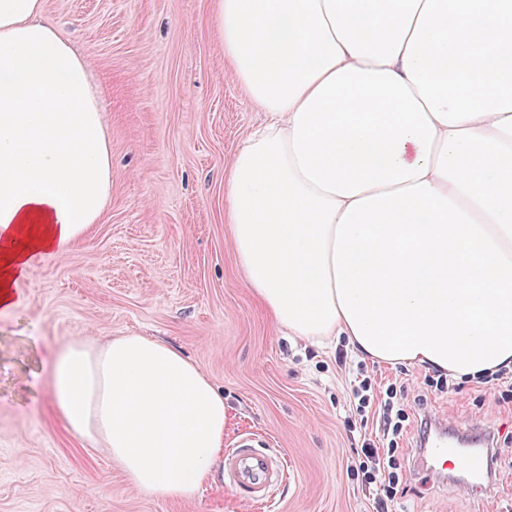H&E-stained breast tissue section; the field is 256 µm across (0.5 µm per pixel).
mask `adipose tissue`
<instances>
[{
	"label": "adipose tissue",
	"instance_id": "ef3b65f1",
	"mask_svg": "<svg viewBox=\"0 0 512 512\" xmlns=\"http://www.w3.org/2000/svg\"><path fill=\"white\" fill-rule=\"evenodd\" d=\"M228 75L264 113L224 172L244 280L288 335L456 380L512 372V0H215ZM112 185L87 62L44 0H0V311ZM49 402L141 492L190 499L224 396L146 336L73 339Z\"/></svg>",
	"mask_w": 512,
	"mask_h": 512
}]
</instances>
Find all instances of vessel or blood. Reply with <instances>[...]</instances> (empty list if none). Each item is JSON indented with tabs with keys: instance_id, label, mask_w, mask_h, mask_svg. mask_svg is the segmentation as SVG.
Listing matches in <instances>:
<instances>
[{
	"instance_id": "obj_1",
	"label": "vessel or blood",
	"mask_w": 512,
	"mask_h": 512,
	"mask_svg": "<svg viewBox=\"0 0 512 512\" xmlns=\"http://www.w3.org/2000/svg\"><path fill=\"white\" fill-rule=\"evenodd\" d=\"M489 426L483 425L461 432L440 421L432 426L423 443L422 455L431 474L443 475L447 461H454L465 485L475 491L486 490L492 459L489 451ZM224 482L248 500L269 502L275 485L287 479L284 458L261 445L250 436H241L236 448L223 457Z\"/></svg>"
}]
</instances>
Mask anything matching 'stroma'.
Returning <instances> with one entry per match:
<instances>
[{"instance_id":"obj_1","label":"stroma","mask_w":512,"mask_h":512,"mask_svg":"<svg viewBox=\"0 0 512 512\" xmlns=\"http://www.w3.org/2000/svg\"><path fill=\"white\" fill-rule=\"evenodd\" d=\"M212 0H45V16L86 56L112 148V188L98 224L62 256L35 258L0 312V512H372L375 489L346 472L355 435L346 396L360 366L409 384L413 413L512 436L497 380L428 392V368L367 363L337 338L282 335L247 288L224 222V168L261 112L226 72ZM137 334L180 348L224 394V446L251 434L285 456L271 505L225 486L221 472L189 500L141 493L103 448L71 436L48 405L49 349L79 337ZM392 512H512V453L497 495L473 496L420 465Z\"/></svg>"}]
</instances>
